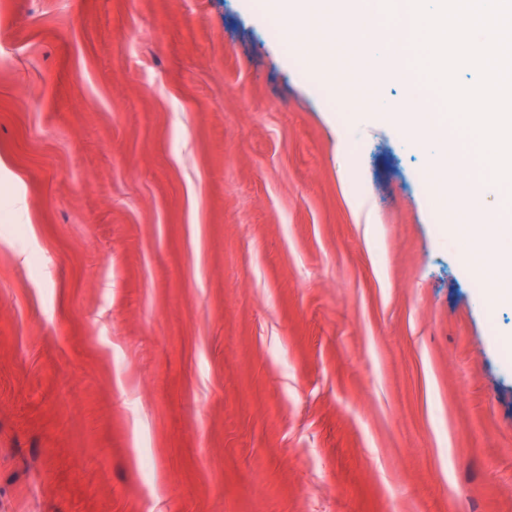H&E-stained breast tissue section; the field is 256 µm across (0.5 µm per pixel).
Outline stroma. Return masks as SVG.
Wrapping results in <instances>:
<instances>
[{
    "instance_id": "stroma-1",
    "label": "stroma",
    "mask_w": 512,
    "mask_h": 512,
    "mask_svg": "<svg viewBox=\"0 0 512 512\" xmlns=\"http://www.w3.org/2000/svg\"><path fill=\"white\" fill-rule=\"evenodd\" d=\"M424 165L258 0H0V512H512Z\"/></svg>"
}]
</instances>
